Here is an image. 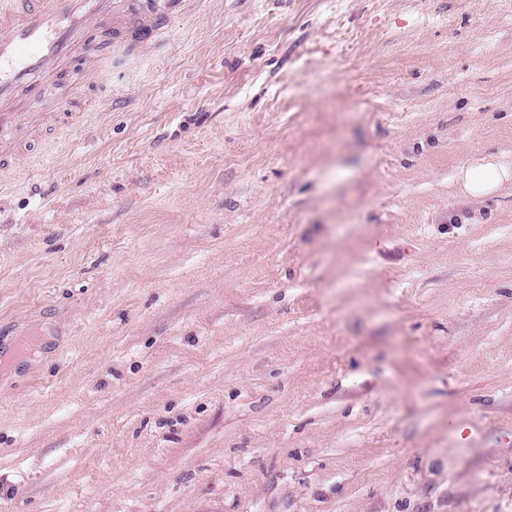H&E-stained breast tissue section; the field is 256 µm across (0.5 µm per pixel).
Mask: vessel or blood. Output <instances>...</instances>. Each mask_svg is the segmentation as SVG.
<instances>
[{"mask_svg": "<svg viewBox=\"0 0 512 512\" xmlns=\"http://www.w3.org/2000/svg\"><path fill=\"white\" fill-rule=\"evenodd\" d=\"M171 8L172 0H0V171L55 126H81L86 90L127 42L149 43ZM65 75L69 97H47L45 84Z\"/></svg>", "mask_w": 512, "mask_h": 512, "instance_id": "vessel-or-blood-1", "label": "vessel or blood"}]
</instances>
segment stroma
I'll return each instance as SVG.
<instances>
[{
  "label": "stroma",
  "instance_id": "stroma-1",
  "mask_svg": "<svg viewBox=\"0 0 512 512\" xmlns=\"http://www.w3.org/2000/svg\"><path fill=\"white\" fill-rule=\"evenodd\" d=\"M0 173V512H512V0H181ZM512 183V168L485 162L469 166L462 173L463 189L472 196H484Z\"/></svg>",
  "mask_w": 512,
  "mask_h": 512
}]
</instances>
